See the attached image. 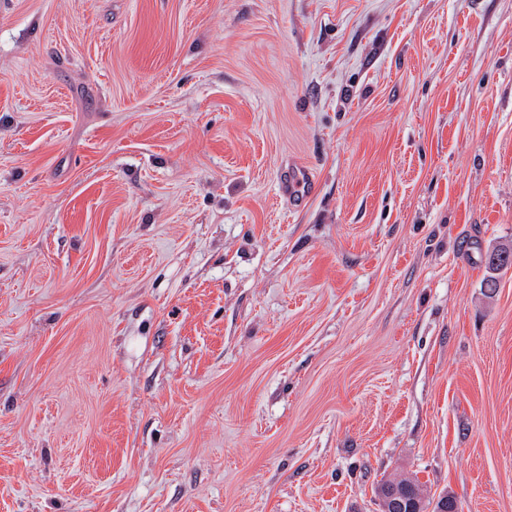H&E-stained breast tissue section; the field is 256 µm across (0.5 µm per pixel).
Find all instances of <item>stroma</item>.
Returning <instances> with one entry per match:
<instances>
[{
    "label": "stroma",
    "instance_id": "obj_1",
    "mask_svg": "<svg viewBox=\"0 0 512 512\" xmlns=\"http://www.w3.org/2000/svg\"><path fill=\"white\" fill-rule=\"evenodd\" d=\"M499 245L512 0H0V512H512ZM388 483H394L398 486L407 488V490L410 492L412 500L411 506L414 509H418L411 512H425L426 509H428L429 506L433 504V502H431L425 493V490L423 489L416 475L410 473H399L392 479L382 482L376 489V493L379 499L382 498V494L384 493L385 487Z\"/></svg>",
    "mask_w": 512,
    "mask_h": 512
}]
</instances>
